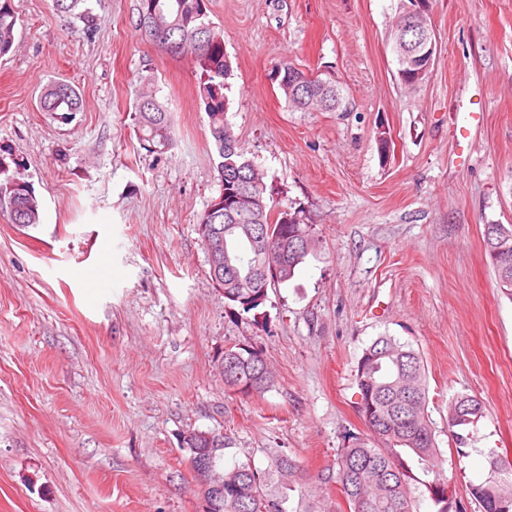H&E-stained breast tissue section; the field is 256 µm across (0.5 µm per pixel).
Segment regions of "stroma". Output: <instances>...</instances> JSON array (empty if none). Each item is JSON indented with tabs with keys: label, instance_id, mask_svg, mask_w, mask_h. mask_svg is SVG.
Returning <instances> with one entry per match:
<instances>
[{
	"label": "stroma",
	"instance_id": "obj_1",
	"mask_svg": "<svg viewBox=\"0 0 512 512\" xmlns=\"http://www.w3.org/2000/svg\"><path fill=\"white\" fill-rule=\"evenodd\" d=\"M430 3L437 52L410 89L390 41L400 0H209L233 68L226 120L276 206L303 209L321 240L269 288L260 325L229 309L197 231L220 182L192 58L141 39L136 0H86L90 25L12 0L0 147L40 222L0 213V512H202L180 444L193 431L229 437L224 464L279 451L317 474L370 435L356 366L384 333L420 351L439 472L478 512L485 449L512 457V299L484 246L485 225L512 224V0ZM285 59L336 80L347 111L288 108ZM52 80L81 111H42ZM144 92L173 114L167 153L139 138ZM466 110L483 115L467 138ZM105 264L108 286L93 279ZM234 345L263 352L264 395L225 388ZM459 393L484 406L463 459L447 421Z\"/></svg>",
	"mask_w": 512,
	"mask_h": 512
}]
</instances>
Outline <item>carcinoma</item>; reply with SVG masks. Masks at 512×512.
<instances>
[{"label":"carcinoma","mask_w":512,"mask_h":512,"mask_svg":"<svg viewBox=\"0 0 512 512\" xmlns=\"http://www.w3.org/2000/svg\"><path fill=\"white\" fill-rule=\"evenodd\" d=\"M136 28L144 37L157 29L166 32L158 46L172 53L193 54L199 75V95L209 118L210 134L217 150V172L221 183L213 210H205L198 223L209 224L224 240V263L263 269L269 282L285 283L313 254L318 238L315 225L306 222L301 210L282 211L273 216L266 201L267 185L256 165L246 157L234 132L226 122L229 99L224 94L232 68L224 54V38L208 19L209 0H136ZM17 17L12 0H0V57L10 53L15 42ZM279 88L288 103L300 112L347 111V104L335 81L322 86L304 80L305 72L288 62L276 68ZM82 99L71 85L54 81L41 97L45 112L74 113L81 110ZM136 124L142 140L153 148L171 147L174 142L172 113L152 95L140 96L135 104ZM0 149V210L12 223L30 227L40 222V203L33 186L11 174L10 165ZM246 191L259 199L250 210L224 212V201ZM290 216L284 222V216ZM266 225L271 233L249 238L257 225ZM486 253L496 274L498 288L512 298V224L496 225L495 237L484 236ZM224 299L230 308L253 317L260 315L266 299L249 297L250 289L241 288L224 276ZM360 401L357 412L371 427L372 443L360 438L337 450L336 459L318 477L320 484H336L346 509L324 510L312 497L313 486L300 462L284 453L268 456L267 465L254 460H237L219 467L226 438L213 433L214 441L200 438L198 448H211L214 470L224 473V503L221 512H415L413 487L418 477L403 454L417 457L424 472L433 470L437 456L435 430L429 418L426 370L420 353L392 336H379L360 356L355 374ZM243 384L245 394H263L273 385V375L262 353L253 347L233 346L224 350V385ZM480 401L461 394L448 403V429L454 438L458 457L469 455L468 427L483 417ZM487 476L469 486L472 501L480 512H501L505 505L512 512V462L490 448L486 452ZM448 483L438 477L425 484L435 512H465L461 502L450 499ZM299 491L297 506L287 509L289 493Z\"/></svg>","instance_id":"obj_1"}]
</instances>
